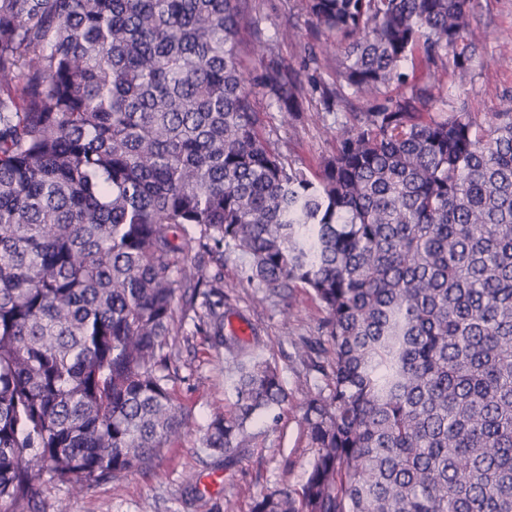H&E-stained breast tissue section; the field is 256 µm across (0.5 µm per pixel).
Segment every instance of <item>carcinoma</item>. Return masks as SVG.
<instances>
[{"label":"carcinoma","mask_w":512,"mask_h":512,"mask_svg":"<svg viewBox=\"0 0 512 512\" xmlns=\"http://www.w3.org/2000/svg\"><path fill=\"white\" fill-rule=\"evenodd\" d=\"M302 2L320 44L283 25L295 69L255 0H0V512L162 458L189 425L180 313L236 360L202 447H252L288 394L262 337L224 332L226 254L326 312L294 340L307 479L251 512H512V96L427 111L482 39L471 0ZM346 89L371 109L317 174L270 147L256 91L286 123Z\"/></svg>","instance_id":"carcinoma-1"}]
</instances>
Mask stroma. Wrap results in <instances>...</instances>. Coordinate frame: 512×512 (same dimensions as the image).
<instances>
[{
	"label": "stroma",
	"instance_id": "1",
	"mask_svg": "<svg viewBox=\"0 0 512 512\" xmlns=\"http://www.w3.org/2000/svg\"><path fill=\"white\" fill-rule=\"evenodd\" d=\"M256 17L269 35L286 18L302 32L314 28L300 0H262ZM474 17L483 40L464 66L448 62L445 86L435 91L432 111L484 114L494 111L502 96L512 95V0H474ZM255 103L268 114L266 132L272 146L311 172L333 150L325 128L339 127L350 113L371 108L369 102L353 98L341 111L325 112L313 98L303 102L297 119L285 124L278 111L270 110L267 97L256 95ZM243 264V259L225 258L224 291L236 309L233 321L262 336L265 356L279 367L289 402L277 419L254 422L252 448L232 464L203 451L200 427L213 411L235 400L227 382L233 361L195 335L192 321H184L170 341L182 376L175 394L189 415V433L151 467L99 484L88 494L75 495L65 486L47 484L37 512H215L228 498L237 501L238 512H250L254 497L296 489L305 482L312 453L300 426L299 408L310 385L305 381L306 365L290 339L314 335L325 313L303 290H295L288 300L249 285ZM287 304L292 315L286 319L281 310Z\"/></svg>",
	"mask_w": 512,
	"mask_h": 512
}]
</instances>
